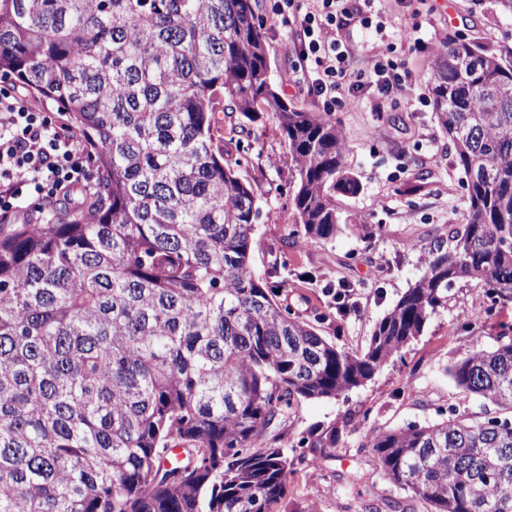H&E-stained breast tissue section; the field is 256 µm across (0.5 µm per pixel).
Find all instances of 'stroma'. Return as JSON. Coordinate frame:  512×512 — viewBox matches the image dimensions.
<instances>
[{"instance_id": "1", "label": "stroma", "mask_w": 512, "mask_h": 512, "mask_svg": "<svg viewBox=\"0 0 512 512\" xmlns=\"http://www.w3.org/2000/svg\"><path fill=\"white\" fill-rule=\"evenodd\" d=\"M275 8L276 0H256L277 89L293 105L322 111V102L306 91L291 26L271 21ZM371 20V28L351 23L336 37L352 48L357 70L391 53L406 90L381 103L369 89L335 113L347 143L345 166L362 186L357 194L336 197L346 231L330 241L289 245L288 234L297 222L290 188L293 167L287 143L271 129L270 114L252 123V137L240 146L246 162L239 175L253 184L260 207L251 244L255 274L266 276L275 257H283L291 277L279 300L304 319L334 306L326 282L343 283L349 309L318 329L321 336L357 352L366 350L376 322L425 270L423 251L410 249V241L432 246L447 238L449 225L467 220L465 179L454 163V149L433 107L420 104L430 96L432 58L400 43L397 34L413 24L429 44L448 35L490 45L512 39V16L501 14L495 0H373ZM412 183L422 184V191L408 193ZM365 224L382 225L383 231L364 239ZM506 324H512V307L489 308L474 283H459L422 335L364 386L335 399L302 403L293 438L335 423L343 430L327 467L302 466L290 479V508L362 512L365 504L402 498L364 448L366 433L437 421L440 410L459 401L447 367L476 348L492 347Z\"/></svg>"}]
</instances>
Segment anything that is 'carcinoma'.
<instances>
[{
    "instance_id": "cac0c4a2",
    "label": "carcinoma",
    "mask_w": 512,
    "mask_h": 512,
    "mask_svg": "<svg viewBox=\"0 0 512 512\" xmlns=\"http://www.w3.org/2000/svg\"><path fill=\"white\" fill-rule=\"evenodd\" d=\"M254 0H0V71L54 103L92 155L96 188L0 223V512H288L306 456L287 436L304 402L370 380L465 280L512 304V46L454 40L431 101L467 182V223L375 324L366 352L277 301L288 264L255 275L260 211L224 149L269 112L293 163L290 238L346 225L332 113L270 78ZM220 112L239 114L229 139ZM480 415L366 434L410 493L366 512H512V336L448 368ZM338 429L297 447L334 448ZM172 448L185 458L167 465Z\"/></svg>"
}]
</instances>
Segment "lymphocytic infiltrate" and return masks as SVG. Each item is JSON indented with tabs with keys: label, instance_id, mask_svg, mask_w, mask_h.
Segmentation results:
<instances>
[{
	"label": "lymphocytic infiltrate",
	"instance_id": "f902f5d3",
	"mask_svg": "<svg viewBox=\"0 0 512 512\" xmlns=\"http://www.w3.org/2000/svg\"><path fill=\"white\" fill-rule=\"evenodd\" d=\"M315 2L311 11L302 9L299 0H279L277 11L298 37L308 94L321 99L325 111L333 112L367 87L383 100L404 92L396 61L383 55L369 72L353 74L349 49L330 35L346 14L369 26L366 6L371 0L357 5L349 0ZM89 169V151L67 134L62 116L47 115L19 89L0 87V222L20 221L23 194L58 200L77 189L92 191Z\"/></svg>",
	"mask_w": 512,
	"mask_h": 512
}]
</instances>
